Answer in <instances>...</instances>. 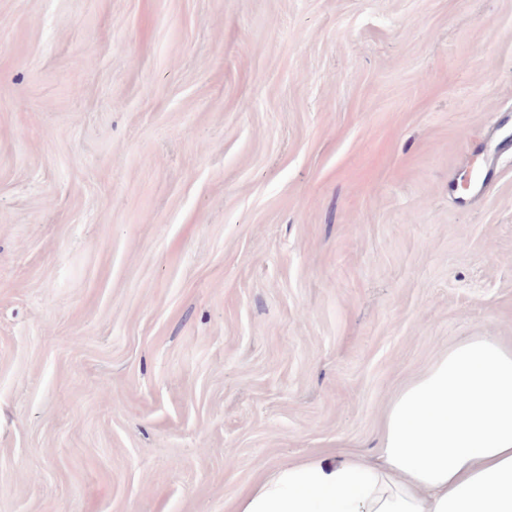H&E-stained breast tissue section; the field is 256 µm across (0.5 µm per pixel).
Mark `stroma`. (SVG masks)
<instances>
[{
  "instance_id": "obj_1",
  "label": "stroma",
  "mask_w": 512,
  "mask_h": 512,
  "mask_svg": "<svg viewBox=\"0 0 512 512\" xmlns=\"http://www.w3.org/2000/svg\"><path fill=\"white\" fill-rule=\"evenodd\" d=\"M512 343V0H0V512H234Z\"/></svg>"
}]
</instances>
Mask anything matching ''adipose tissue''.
Masks as SVG:
<instances>
[{
	"label": "adipose tissue",
	"mask_w": 512,
	"mask_h": 512,
	"mask_svg": "<svg viewBox=\"0 0 512 512\" xmlns=\"http://www.w3.org/2000/svg\"><path fill=\"white\" fill-rule=\"evenodd\" d=\"M236 512H512V344L464 338L394 398L372 455L288 462Z\"/></svg>",
	"instance_id": "ef3b65f1"
}]
</instances>
